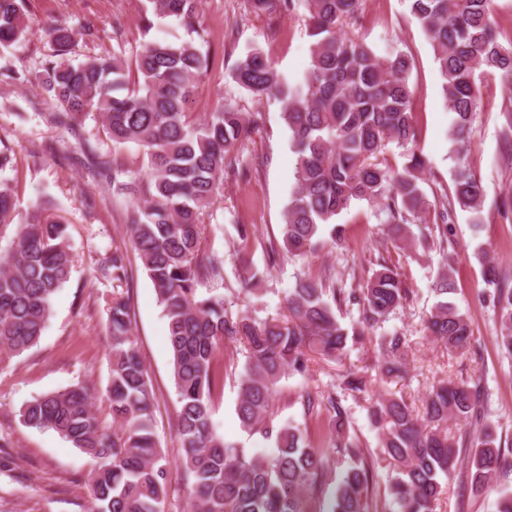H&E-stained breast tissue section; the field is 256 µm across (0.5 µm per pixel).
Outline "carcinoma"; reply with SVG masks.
I'll return each mask as SVG.
<instances>
[{
	"label": "carcinoma",
	"instance_id": "carcinoma-1",
	"mask_svg": "<svg viewBox=\"0 0 512 512\" xmlns=\"http://www.w3.org/2000/svg\"><path fill=\"white\" fill-rule=\"evenodd\" d=\"M153 16L174 17L194 30L200 0H148ZM255 13L292 14L298 0H247ZM312 39L304 79L288 83L270 55L251 48L237 61L234 81L257 100L274 96L297 156L295 192L281 234L286 256L313 253L321 231L340 238L336 217L355 201L385 215L392 235L416 251H446L448 224L457 211L480 220L485 189L467 163L470 132L480 89L476 73L512 81V42H500L494 0H407L410 15L429 37L450 121L448 142L457 163L451 184L432 196L422 188L428 167L416 150L411 111L412 59L401 51L377 54L354 33L364 0H303ZM26 0H0V47L23 39ZM55 49L35 74L59 111L51 124L74 130L87 120L101 124L112 146L134 144L147 160L130 177L114 159L89 150L97 175L112 195L127 202L126 230L167 318V343L179 408L184 512H310L315 499L330 495L329 512H435L447 485L442 479L465 467L473 491H484L506 466L496 428L482 422L487 389L480 376L440 380L415 409L403 396L381 390L368 401L366 418L379 435L376 452L364 449L345 398L408 375L409 339L399 330L376 337L377 363L348 368L324 392L299 394L303 423L278 421L274 399L290 371L309 374L310 354L342 361L348 344L364 338L409 303L410 291L388 266L350 284L306 273L286 296L288 314L258 320L228 312L222 294L202 296L205 281L224 283L228 262L248 274L237 294L258 297L259 278L248 266L251 228L235 227L228 251L202 247L205 215L224 195V179L235 172L241 142L255 132L254 116L223 103L209 117H193L190 104L209 71L208 55L190 41L148 40L132 61L119 55L90 56L74 65L65 56L73 43L64 26L50 29ZM406 150L401 169L379 156L390 143ZM16 184L0 177V237L14 229L0 252V354L18 355L35 345L52 312L54 296L73 266L67 225L43 216L41 206L15 223ZM419 225V233L409 231ZM481 298L491 304L496 340L512 358V277L479 251ZM130 259L113 251L95 273L117 291L107 302L112 369L107 399L112 426L93 410L87 386L33 398L21 410L24 424L50 429L96 463L90 473L91 512H165L166 467L153 429L154 392L132 338L130 297L119 292ZM449 263L437 273L433 292L441 297L426 319L427 336L464 354L472 346L468 318L446 301L454 289ZM355 307L358 323L344 328L336 309ZM245 343L236 415L244 430L271 443L268 454L249 452L219 435L212 424L213 396L221 385L216 355L224 344ZM375 374H370V371ZM458 429L453 431L448 422ZM482 424L477 432L466 429ZM348 463L343 478L326 490L328 455ZM392 470L385 503L373 497L379 473Z\"/></svg>",
	"mask_w": 512,
	"mask_h": 512
}]
</instances>
